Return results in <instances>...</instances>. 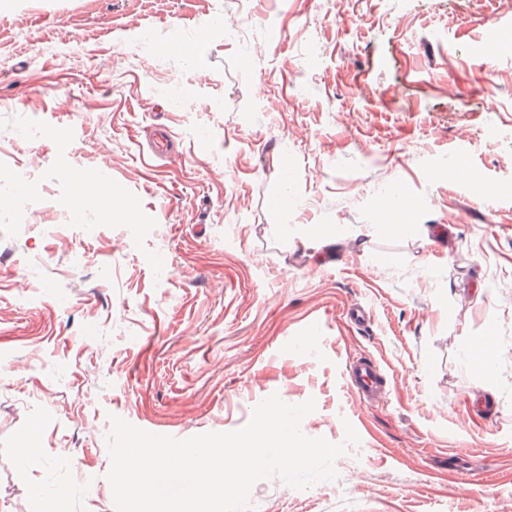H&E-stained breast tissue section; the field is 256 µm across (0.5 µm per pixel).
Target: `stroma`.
Masks as SVG:
<instances>
[{"label":"stroma","mask_w":512,"mask_h":512,"mask_svg":"<svg viewBox=\"0 0 512 512\" xmlns=\"http://www.w3.org/2000/svg\"><path fill=\"white\" fill-rule=\"evenodd\" d=\"M274 394L360 441L256 512H512V0H0V512H115L110 416ZM70 179L75 183L78 197L92 196L103 214L112 220L115 211L119 212L126 220L132 218L129 210H116L113 204L116 191L112 185L106 184L94 173H71ZM350 378L359 395L370 399L377 395L383 384L379 366L372 360H357L350 365Z\"/></svg>","instance_id":"stroma-1"}]
</instances>
